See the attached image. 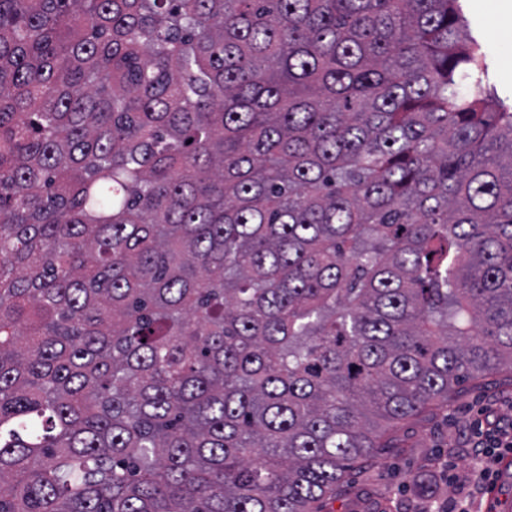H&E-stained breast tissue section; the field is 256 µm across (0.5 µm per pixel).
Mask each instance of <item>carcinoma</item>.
<instances>
[{
  "label": "carcinoma",
  "instance_id": "cac0c4a2",
  "mask_svg": "<svg viewBox=\"0 0 512 512\" xmlns=\"http://www.w3.org/2000/svg\"><path fill=\"white\" fill-rule=\"evenodd\" d=\"M505 367L458 0H0V512H312Z\"/></svg>",
  "mask_w": 512,
  "mask_h": 512
}]
</instances>
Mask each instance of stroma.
<instances>
[{
	"label": "stroma",
	"instance_id": "stroma-1",
	"mask_svg": "<svg viewBox=\"0 0 512 512\" xmlns=\"http://www.w3.org/2000/svg\"><path fill=\"white\" fill-rule=\"evenodd\" d=\"M502 0H460L468 28L489 65L501 101L512 107V12ZM498 26V39L488 43L485 22ZM492 406L512 415V372L502 371L458 385L448 407L400 424L391 434L376 467L352 469L345 491L327 501L322 512H417L423 495L457 498L472 480L470 458L461 453L460 434L479 409ZM454 454L456 482L444 477L442 458Z\"/></svg>",
	"mask_w": 512,
	"mask_h": 512
}]
</instances>
